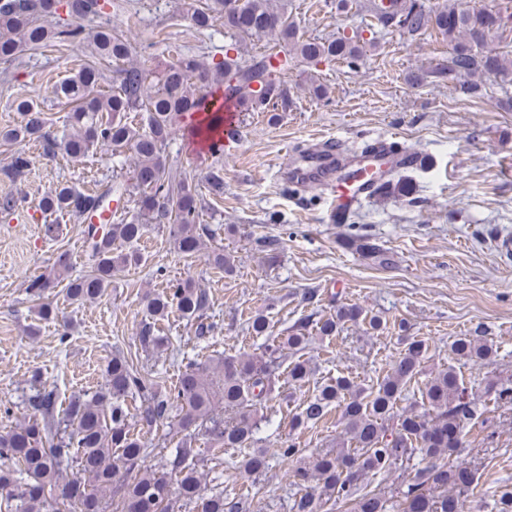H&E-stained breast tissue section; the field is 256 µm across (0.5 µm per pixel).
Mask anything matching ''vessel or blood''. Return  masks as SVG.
Wrapping results in <instances>:
<instances>
[{
	"label": "vessel or blood",
	"instance_id": "obj_1",
	"mask_svg": "<svg viewBox=\"0 0 512 512\" xmlns=\"http://www.w3.org/2000/svg\"><path fill=\"white\" fill-rule=\"evenodd\" d=\"M379 158L384 160L388 170H402L410 166L413 153L387 135L367 140L363 146L352 149L330 138L311 146L307 155L294 157L288 167V181L296 188L323 185L335 189L336 204L328 219L330 223L339 224L359 202L384 185V178L372 172V164Z\"/></svg>",
	"mask_w": 512,
	"mask_h": 512
}]
</instances>
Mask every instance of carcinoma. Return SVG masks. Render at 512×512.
<instances>
[{
  "label": "carcinoma",
  "instance_id": "carcinoma-1",
  "mask_svg": "<svg viewBox=\"0 0 512 512\" xmlns=\"http://www.w3.org/2000/svg\"><path fill=\"white\" fill-rule=\"evenodd\" d=\"M58 0H0V60L20 62L25 54L50 42L74 40L83 34L80 23L65 27L47 26L44 19L57 14ZM373 0L371 13L376 26L396 28L415 36L429 28L448 39V59L428 71L408 74V81L421 84L428 79L443 81L451 74L471 78L462 92L473 98L483 96L481 78L494 77L502 85L512 86V50L489 46L497 30L490 29L483 9L446 4L432 11L420 0ZM80 22L103 13L100 0H73L67 4ZM186 13L199 31L214 23L239 39L272 36L274 45L263 55L241 62L231 55L237 44L224 48L221 60L200 55H182L175 62H161L145 71L129 63L131 47L123 33L100 25L89 34L95 55L121 63L120 81L109 94L99 90L103 73L96 62L85 63L73 76L52 87L57 99L75 104L68 116L72 132L49 148L79 158L96 145H106L113 153L127 149L135 156L130 181L114 182L102 193L80 192L58 184L42 198L44 210L83 218L100 200L115 193L123 196L140 193L139 219H122L102 229L89 225L86 241L93 253L94 267L86 275H70L66 255L56 259L50 274L29 280L27 290L40 297L54 282L64 284L72 301H92L112 284V277L136 266L141 256L123 246L142 235V221L170 222V236L178 253L192 257L201 250L203 238L215 230L199 223L198 193L193 178L174 176L163 161L164 150L180 121L191 112L208 113V122L200 131L212 133L223 123L213 111L215 88L223 96L237 99L243 112H267L277 119L291 103L290 89L282 79L288 58L306 64L342 61L355 64L370 40L339 35L325 41L299 36L294 17L288 14V0H208L196 7L188 2ZM16 110L22 123L1 130L0 137L13 142L34 141L42 137L44 113L28 99L18 101ZM140 116L139 125L128 120L130 113ZM30 161L18 150L3 174L11 179L21 176ZM206 182L216 195L224 193L223 168H212ZM343 244L382 266L392 260L387 251L366 235H350ZM209 264L227 275L234 272V259L224 250L208 254ZM209 306L207 292L191 280L171 283L149 296L147 315L140 322L137 336L142 348L157 350L166 338L158 335L156 322L177 309L187 318H199ZM368 322L370 329L380 328L376 317H367L355 305H341L336 314L319 320L323 336L336 332L347 322ZM404 352L392 371L376 386L367 389L355 378L338 376L323 384L318 393L300 405L292 419L300 427L316 423L337 409L343 429L336 442L313 461L302 458L293 440L281 446V456L292 464L293 483L306 491L295 498L291 512H321L331 500L348 501L352 512H387L382 493L362 488L368 474H390L403 462L419 453L428 464L417 470L414 480L400 492V512H463L459 493L474 483L473 471L463 462L450 463L464 449L466 428L477 418V399L468 392L453 367L440 370L422 389L421 409L397 410L407 383L421 373L426 346L414 337H403ZM309 342L307 325L292 328L284 340L271 338L261 356L242 353L217 359L214 367L189 364L170 390H162L142 374L121 353H116L105 370V384L87 398L75 397L57 411L54 392L35 389L28 397L29 419L0 433V508L5 512H182L202 502V512H251L246 501L228 498L219 492L202 497L203 473L192 446L195 429L208 437L214 455L226 448H243L240 468L249 478L262 475L268 467L264 453L249 450L257 430L258 410L276 391L277 370L288 361V381L299 383L308 378L310 367L288 355L303 351ZM451 350L459 359L489 361L498 348L485 332L456 339ZM137 396L140 405L136 418L144 428L152 429L171 417L184 437L175 453L166 461L165 470H145L128 480L118 476L116 461L126 470L140 467L147 455L142 437L131 430L126 398ZM76 468V476L65 479L62 469ZM316 483L319 494L308 491ZM458 494H448V486Z\"/></svg>",
  "mask_w": 512,
  "mask_h": 512
}]
</instances>
